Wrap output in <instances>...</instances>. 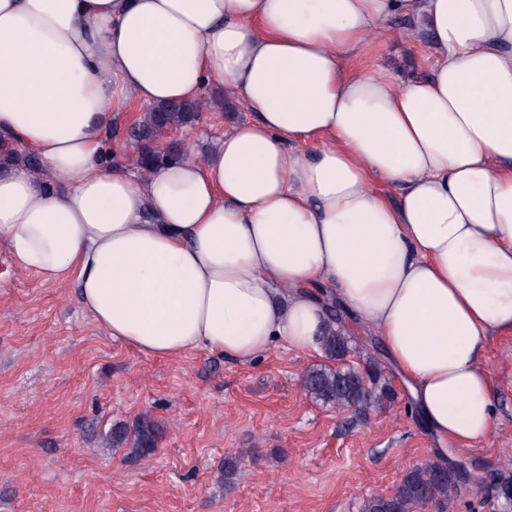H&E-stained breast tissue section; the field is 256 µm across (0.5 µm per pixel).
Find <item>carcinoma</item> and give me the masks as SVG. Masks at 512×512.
<instances>
[{
    "mask_svg": "<svg viewBox=\"0 0 512 512\" xmlns=\"http://www.w3.org/2000/svg\"><path fill=\"white\" fill-rule=\"evenodd\" d=\"M204 108L202 100L160 103L149 108L144 120L135 127V136L142 141L131 164L146 171L164 159L152 148L170 131L195 122ZM326 356L336 362L334 367L308 370L303 379L305 390L315 399L350 411L359 419L367 418L374 409H381L393 400V388L386 377V364L371 349L365 351L364 367L346 361L354 350L350 337L339 329L323 337ZM159 440L158 424L148 416L139 419L133 429L112 426V448H127L130 456L142 458L156 451ZM498 512H512V471L502 472L498 483ZM460 480L446 463L429 461L408 470L397 487L388 495L365 499L360 512H421L425 506L434 512H448L459 497Z\"/></svg>",
    "mask_w": 512,
    "mask_h": 512,
    "instance_id": "obj_1",
    "label": "carcinoma"
}]
</instances>
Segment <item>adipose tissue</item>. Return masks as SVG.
<instances>
[{"mask_svg":"<svg viewBox=\"0 0 512 512\" xmlns=\"http://www.w3.org/2000/svg\"><path fill=\"white\" fill-rule=\"evenodd\" d=\"M398 12L429 33L431 77L352 72ZM208 85L253 118L205 159L108 162L113 118ZM0 137L43 166L0 169V240L75 284L113 339L317 352L334 298L443 444L491 437L484 351L512 333V0H0Z\"/></svg>","mask_w":512,"mask_h":512,"instance_id":"obj_1","label":"adipose tissue"}]
</instances>
